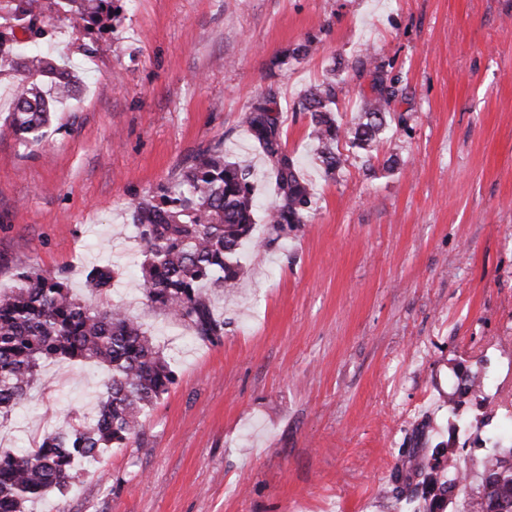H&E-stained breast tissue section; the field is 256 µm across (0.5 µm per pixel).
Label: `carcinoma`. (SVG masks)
<instances>
[{
	"instance_id": "cac0c4a2",
	"label": "carcinoma",
	"mask_w": 512,
	"mask_h": 512,
	"mask_svg": "<svg viewBox=\"0 0 512 512\" xmlns=\"http://www.w3.org/2000/svg\"><path fill=\"white\" fill-rule=\"evenodd\" d=\"M115 0H50L77 16L85 29H112ZM48 4V5H50ZM45 0H0V43L14 41L15 28L27 34L23 50L0 56V75L12 76L13 108L0 124L24 145L45 136L58 105L73 98L80 79L61 69L41 51L46 36ZM397 80L374 65L373 96L365 99L359 120L349 127L338 122L336 80L327 78L309 88L299 102L310 114V135L326 175L342 164L340 139L361 150L373 147L385 132L387 106L397 97ZM271 95L247 109L250 136L274 160V199L264 221L277 236L306 223L315 203L311 185L297 172L281 148V132ZM248 166L225 159L218 148L193 157L177 182L132 204L133 224L143 246L137 269L150 305L187 326L194 336L214 342L224 333L215 318L207 288L232 286L242 272L239 249L251 237L258 205ZM115 269L108 263L87 271L88 288L99 295L112 289ZM20 286L0 292V418L8 419L39 380L41 364L93 362L108 371L95 412L45 435L28 450H0V512H25L26 505L50 491L67 490L80 478L77 464L97 460L104 449L122 444L141 427L144 411L168 392L175 371L146 336L141 324L119 304L100 307L71 292L62 276L39 271L19 274ZM501 475L492 493H481L475 512H512V446L485 467V476Z\"/></svg>"
}]
</instances>
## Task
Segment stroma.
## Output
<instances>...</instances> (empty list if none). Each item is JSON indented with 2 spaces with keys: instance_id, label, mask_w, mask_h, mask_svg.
I'll return each instance as SVG.
<instances>
[{
  "instance_id": "1",
  "label": "stroma",
  "mask_w": 512,
  "mask_h": 512,
  "mask_svg": "<svg viewBox=\"0 0 512 512\" xmlns=\"http://www.w3.org/2000/svg\"><path fill=\"white\" fill-rule=\"evenodd\" d=\"M113 25L45 12L44 51L82 85L41 145L0 137V290L63 274L123 305L176 380L137 435L27 512H463L438 491L448 431L431 421L472 370L512 390L506 357L487 360L512 336V0H129ZM368 53L404 93L372 154L340 141L330 179L298 102L332 76L338 121H357ZM269 92L315 204L275 241L257 223L234 287L211 292L224 334L202 341L145 299L130 206L212 147L250 166L267 206L246 110ZM104 261L119 275L102 297L85 275ZM106 376L45 365L0 448L92 411Z\"/></svg>"
}]
</instances>
